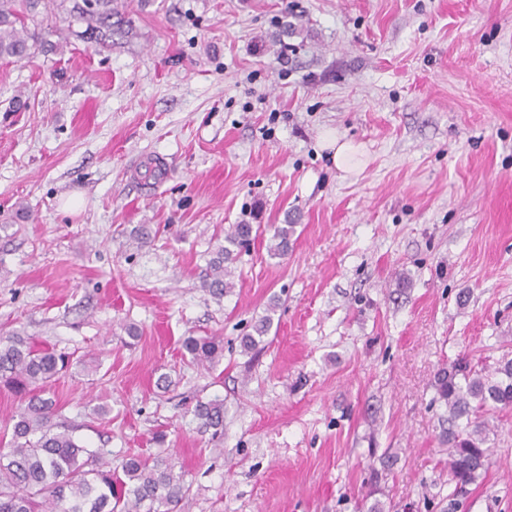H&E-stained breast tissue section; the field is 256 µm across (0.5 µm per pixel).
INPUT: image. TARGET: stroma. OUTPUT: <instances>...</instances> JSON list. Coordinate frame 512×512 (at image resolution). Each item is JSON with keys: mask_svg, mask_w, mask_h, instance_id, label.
<instances>
[{"mask_svg": "<svg viewBox=\"0 0 512 512\" xmlns=\"http://www.w3.org/2000/svg\"><path fill=\"white\" fill-rule=\"evenodd\" d=\"M128 13L120 44L61 17L51 51L0 61V335L69 354L57 421L113 472L171 461L175 512H512V410L453 502L432 386L512 358V0ZM330 132L357 146L353 172ZM243 221L265 231L210 294ZM278 224L296 227L284 256ZM187 336L223 359L195 363ZM216 397L214 439L190 410ZM325 148L333 150L332 161L336 164L337 169H349L352 155L356 152V148L346 142L339 143L336 137L326 140ZM259 230L260 225L256 228L253 224L232 225L230 231L224 235V242L228 245L220 246L210 261L208 275L203 281L204 288L219 295L224 293V288H231L230 282L226 279L228 270L225 264L233 263L236 256L256 239ZM182 347L193 361L209 366H215L224 356V348L215 337L187 336L182 341Z\"/></svg>", "mask_w": 512, "mask_h": 512, "instance_id": "35a3bbf8", "label": "stroma"}]
</instances>
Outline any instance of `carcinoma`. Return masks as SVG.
Instances as JSON below:
<instances>
[{
	"label": "carcinoma",
	"mask_w": 512,
	"mask_h": 512,
	"mask_svg": "<svg viewBox=\"0 0 512 512\" xmlns=\"http://www.w3.org/2000/svg\"><path fill=\"white\" fill-rule=\"evenodd\" d=\"M0 0V59L21 61L33 55L37 38L28 24L41 25L64 12L86 24L80 36L97 43H119L132 32L123 0ZM295 225L274 227L273 254L286 255ZM259 228L234 224L224 235L226 245L215 252L203 287L222 294L230 287L227 264L256 239ZM270 317L252 325L241 338L252 350L267 334ZM182 347L193 361L216 365L224 348L214 337L187 336ZM69 356L38 349L19 335L0 337V387L20 401L11 417L10 448H0V512H173L186 493L183 474L161 459L140 456L127 460L122 474L112 472L103 449H90L74 430L53 423L55 400L45 386L67 369ZM434 401L442 403L448 426V485L455 496L486 471L492 448L488 415L512 409V358H502L484 373L458 363L437 372ZM203 433L217 436L224 429V401L199 400L191 410Z\"/></svg>",
	"instance_id": "cac0c4a2"
}]
</instances>
